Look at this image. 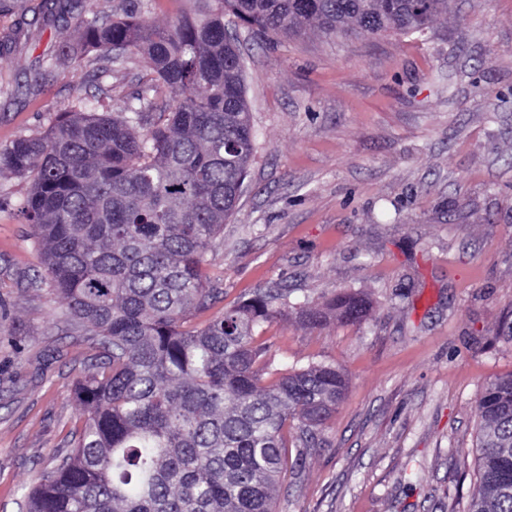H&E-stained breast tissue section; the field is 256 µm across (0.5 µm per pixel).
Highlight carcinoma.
Returning a JSON list of instances; mask_svg holds the SVG:
<instances>
[{
	"label": "carcinoma",
	"instance_id": "obj_1",
	"mask_svg": "<svg viewBox=\"0 0 512 512\" xmlns=\"http://www.w3.org/2000/svg\"><path fill=\"white\" fill-rule=\"evenodd\" d=\"M163 26L142 3L104 15L95 0L61 54L84 66L142 58L152 77L109 116L83 101L43 135L0 145V176L29 183L20 214L42 246L48 285L92 337L94 371L76 383L73 446L27 495L26 512H277L288 467L336 411L348 378L312 363L289 373L264 361V324L288 306L269 288L203 326L221 289L203 269L236 209L255 147L237 33L260 41L317 31L352 37L423 34L448 0H195ZM368 301L345 293L300 323H359ZM478 479L467 512H512V375L478 398Z\"/></svg>",
	"mask_w": 512,
	"mask_h": 512
}]
</instances>
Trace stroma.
Here are the masks:
<instances>
[{"mask_svg": "<svg viewBox=\"0 0 512 512\" xmlns=\"http://www.w3.org/2000/svg\"><path fill=\"white\" fill-rule=\"evenodd\" d=\"M0 40V145L44 133L96 96L109 112L150 72L134 58L97 77L42 61L72 39L49 0H9ZM235 26L258 134L235 213L204 272L222 293L202 325L280 285L290 306L342 293L370 301L359 323L265 326L280 372L333 364L345 396L318 447L289 466L280 512H464L476 481L488 381L512 373V0H448L423 36L307 34L260 44ZM0 177V512L69 448L76 381L94 348L46 283L31 228Z\"/></svg>", "mask_w": 512, "mask_h": 512, "instance_id": "stroma-1", "label": "stroma"}]
</instances>
